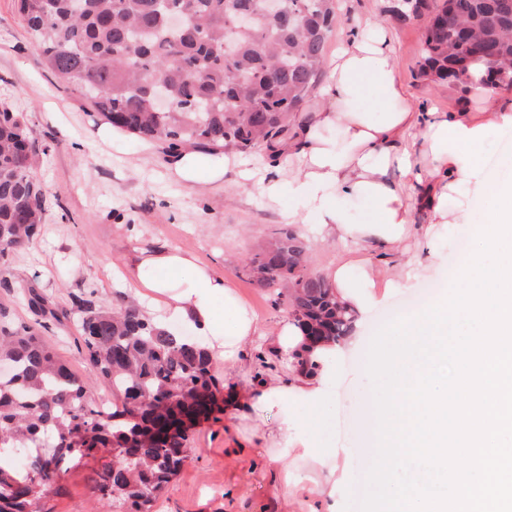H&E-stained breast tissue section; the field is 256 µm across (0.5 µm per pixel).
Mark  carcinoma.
<instances>
[{"label": "carcinoma", "mask_w": 512, "mask_h": 512, "mask_svg": "<svg viewBox=\"0 0 512 512\" xmlns=\"http://www.w3.org/2000/svg\"><path fill=\"white\" fill-rule=\"evenodd\" d=\"M392 6L406 21L428 0ZM18 11L48 67L91 102L112 127L161 141L172 154L188 146L276 157L303 104L323 77L338 0H281V16L262 0H17ZM237 12L252 25L231 32ZM174 13L185 17L178 28ZM233 42L220 52L228 33ZM512 57V0H443L423 34L419 74L467 86L472 71L493 83L486 65ZM174 107H154L157 88ZM33 130L0 107V256L30 249L48 215L44 186L32 171ZM307 245L282 229L245 267L262 288L285 296L308 335L347 336L355 311L338 305L320 275L305 272ZM92 376L72 372L34 325L0 329V512H28L26 495L55 494L69 465L92 452L119 449L94 479L101 499L127 512H151L181 466L200 421L220 420L224 382L199 341L154 323L133 299L103 307L73 303ZM110 385L112 406L91 399L92 382ZM29 448L22 470L5 457Z\"/></svg>", "instance_id": "1"}]
</instances>
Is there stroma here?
<instances>
[{
  "mask_svg": "<svg viewBox=\"0 0 512 512\" xmlns=\"http://www.w3.org/2000/svg\"><path fill=\"white\" fill-rule=\"evenodd\" d=\"M392 3L339 0L331 45H338L366 19H375L394 38V67L414 106L436 112L481 111L484 100L478 86L419 76L428 19L396 21L389 12ZM0 103L25 115L32 127L37 151L34 174L52 202L35 245L0 263V308L9 312L8 318H0V327L33 322L27 299L33 293L40 295L51 310L42 320V335L61 361L77 374L89 375L86 351L70 315L75 297L91 296L103 306L126 295L139 297L142 286L133 260L141 252L161 247L192 254L214 275L230 281L266 328L290 316L286 300L273 289L257 287L244 272L246 258L278 229L299 232V225L286 219L287 202L270 204L258 188L243 190L229 178L187 187L170 175V155L162 144L127 133L108 141L111 126L46 66L15 0H0ZM485 189V182H474L461 196L449 197V207L465 203L466 215L446 230L429 271L410 288L381 297L361 314V342L336 361L324 412L288 401L268 406L260 414L248 400H240L220 421L197 427L191 450L152 512H309V502L320 499L319 485L307 479L309 464L297 463L305 480L296 502L285 507L286 488L276 465L256 452L261 418L271 428L285 419L307 431L318 455H327L332 446L340 448L330 479L334 512H358L360 484L369 469L358 447L366 418L368 344L394 319L398 307L413 313L420 300L448 292L456 273L458 234L473 233L475 225L486 219L490 201ZM412 218L409 236L396 250L367 243L348 253L334 242L307 238L308 273L325 274L349 256L370 260L380 275L392 274L416 252L426 224L425 209L415 208ZM261 356L267 360L264 376L281 374L279 358L260 340L244 345L235 363L214 358V370L225 385L235 387ZM321 414L328 415L329 430L320 429ZM110 459L109 453L100 451L69 469L61 480L62 492L49 502L52 512H93L98 500L94 471Z\"/></svg>",
  "mask_w": 512,
  "mask_h": 512,
  "instance_id": "1",
  "label": "stroma"
}]
</instances>
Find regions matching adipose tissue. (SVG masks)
I'll list each match as a JSON object with an SVG mask.
<instances>
[{
    "mask_svg": "<svg viewBox=\"0 0 512 512\" xmlns=\"http://www.w3.org/2000/svg\"><path fill=\"white\" fill-rule=\"evenodd\" d=\"M393 54L392 38L375 21L347 36L329 60L320 101L278 165L248 168L233 152L209 157L191 150L171 159L170 173L188 186L220 182L235 173L241 186H257L269 201L289 197V223L312 226L321 239L374 241L389 249L408 237L417 187L426 185L423 254L386 282L390 289L408 287L424 269L425 258L434 257L440 227L458 223L460 215L449 209L448 198L478 178L486 134L512 125V102L488 92L479 112L420 111L405 96ZM349 202L364 205L359 220H351L345 208ZM137 270L152 294L147 316L161 324L182 319L209 346L221 348L225 360L236 358L250 337L267 333L235 289L189 254L160 249L141 255ZM326 277L337 302L347 308L377 299L372 273L353 261L337 262ZM272 335L273 351L287 370L251 390V407L261 411L291 400L324 405L340 346L306 339L294 319L283 320ZM261 454L281 465L287 485L300 477L283 468L285 455L312 461L320 470L326 466L309 434L284 421L266 433Z\"/></svg>",
    "mask_w": 512,
    "mask_h": 512,
    "instance_id": "adipose-tissue-1",
    "label": "adipose tissue"
}]
</instances>
